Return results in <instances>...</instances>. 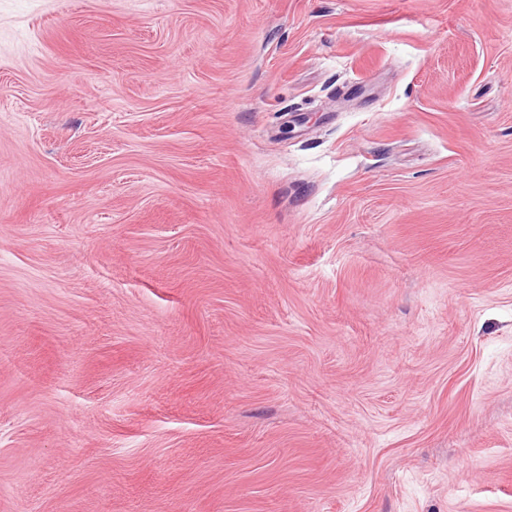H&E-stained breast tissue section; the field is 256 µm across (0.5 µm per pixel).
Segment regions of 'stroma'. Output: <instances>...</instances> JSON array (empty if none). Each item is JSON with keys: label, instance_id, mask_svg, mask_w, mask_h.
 Masks as SVG:
<instances>
[{"label": "stroma", "instance_id": "obj_1", "mask_svg": "<svg viewBox=\"0 0 512 512\" xmlns=\"http://www.w3.org/2000/svg\"><path fill=\"white\" fill-rule=\"evenodd\" d=\"M0 512H512V0H0Z\"/></svg>", "mask_w": 512, "mask_h": 512}]
</instances>
